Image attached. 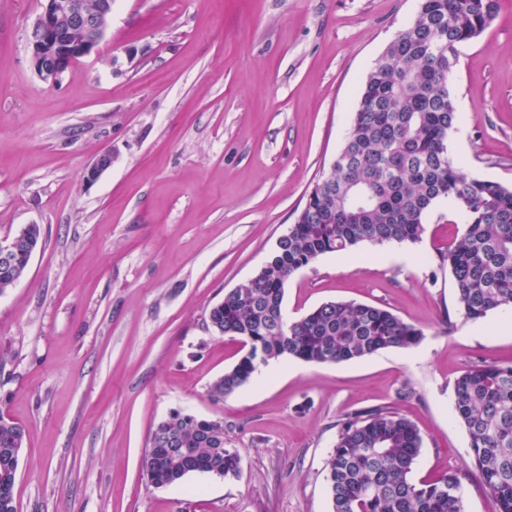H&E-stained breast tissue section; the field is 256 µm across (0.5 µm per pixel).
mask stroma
<instances>
[{
	"label": "stroma",
	"mask_w": 512,
	"mask_h": 512,
	"mask_svg": "<svg viewBox=\"0 0 512 512\" xmlns=\"http://www.w3.org/2000/svg\"><path fill=\"white\" fill-rule=\"evenodd\" d=\"M420 0H113L106 40L61 85L28 43L43 0H0V238L44 235L0 294V414L24 425L18 512H332L340 423L396 408L423 438L413 476L455 473L464 512H496L453 404L473 365L512 364V311L466 321L439 259L465 229L438 201L407 259L330 253L296 273L283 312L385 307L420 327L411 350L336 365L281 360L223 403L210 384L241 345L208 319L264 265L334 162L366 75ZM450 155L512 187V0L461 49ZM112 166L86 184L89 165ZM224 421L239 478L152 487L154 426Z\"/></svg>",
	"instance_id": "1"
}]
</instances>
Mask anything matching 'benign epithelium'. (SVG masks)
<instances>
[{"instance_id": "7a95c632", "label": "benign epithelium", "mask_w": 512, "mask_h": 512, "mask_svg": "<svg viewBox=\"0 0 512 512\" xmlns=\"http://www.w3.org/2000/svg\"><path fill=\"white\" fill-rule=\"evenodd\" d=\"M112 0H45L29 35L36 77L48 86L59 84L69 69L98 50L105 40ZM112 166V153L101 154L90 166L86 183L96 182ZM19 236L0 239V261L18 253Z\"/></svg>"}]
</instances>
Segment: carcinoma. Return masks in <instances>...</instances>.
<instances>
[{"mask_svg": "<svg viewBox=\"0 0 512 512\" xmlns=\"http://www.w3.org/2000/svg\"><path fill=\"white\" fill-rule=\"evenodd\" d=\"M500 0H421L415 17L388 43L367 74L345 142L330 172L308 195L296 221L265 264L224 293L209 311L212 328L246 352L215 379L218 403L248 383L255 360L297 359L331 365L389 349L409 350L421 328L390 310L348 300L324 302L295 321L282 304L285 285L321 256L361 244L415 245L424 218L446 199L467 218L444 253L458 310L470 320L512 309V189L473 177L448 152L457 110L449 77L461 48L495 19ZM31 255L0 267V293L27 272ZM457 418L497 512H512V365L479 364L454 383ZM174 434L176 448L159 437ZM24 427L0 416V476L17 479ZM144 461L148 482L166 488L192 473L240 476V455L224 447V431L179 412L150 434ZM419 429L392 407L358 411L340 423L327 461L332 512H464L455 474L415 481Z\"/></svg>", "mask_w": 512, "mask_h": 512, "instance_id": "carcinoma-1", "label": "carcinoma"}]
</instances>
